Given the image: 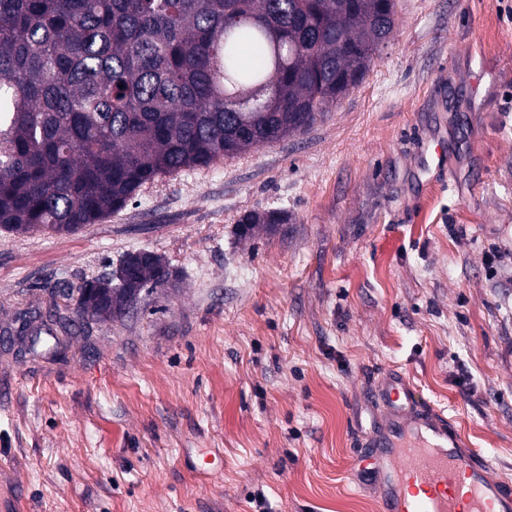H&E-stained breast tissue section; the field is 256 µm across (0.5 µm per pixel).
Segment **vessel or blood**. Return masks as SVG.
Instances as JSON below:
<instances>
[{
  "mask_svg": "<svg viewBox=\"0 0 512 512\" xmlns=\"http://www.w3.org/2000/svg\"><path fill=\"white\" fill-rule=\"evenodd\" d=\"M381 395L388 416L371 459L383 512H512V485L407 377L386 378Z\"/></svg>",
  "mask_w": 512,
  "mask_h": 512,
  "instance_id": "obj_1",
  "label": "vessel or blood"
}]
</instances>
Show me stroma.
I'll return each mask as SVG.
<instances>
[{"label": "stroma", "mask_w": 512, "mask_h": 512, "mask_svg": "<svg viewBox=\"0 0 512 512\" xmlns=\"http://www.w3.org/2000/svg\"><path fill=\"white\" fill-rule=\"evenodd\" d=\"M433 136L454 185L419 170ZM254 210L281 222L239 238ZM139 250L175 287L34 354L0 343L6 512H379L360 471L393 371L512 485V0H399L305 133L74 233L0 232V332Z\"/></svg>", "instance_id": "obj_1"}]
</instances>
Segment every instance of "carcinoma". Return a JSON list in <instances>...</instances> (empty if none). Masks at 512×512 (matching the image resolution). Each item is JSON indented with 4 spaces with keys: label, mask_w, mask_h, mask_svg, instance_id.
<instances>
[{
    "label": "carcinoma",
    "mask_w": 512,
    "mask_h": 512,
    "mask_svg": "<svg viewBox=\"0 0 512 512\" xmlns=\"http://www.w3.org/2000/svg\"><path fill=\"white\" fill-rule=\"evenodd\" d=\"M396 0H0V229L64 233L140 188L307 131L363 80ZM278 223L251 211L242 236ZM79 289L115 318L169 284L150 251Z\"/></svg>",
    "instance_id": "cac0c4a2"
}]
</instances>
